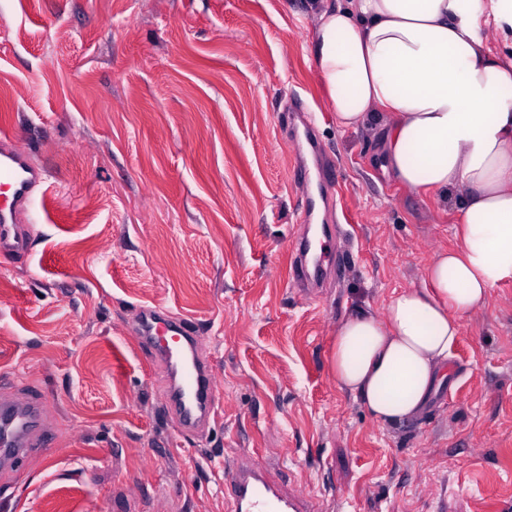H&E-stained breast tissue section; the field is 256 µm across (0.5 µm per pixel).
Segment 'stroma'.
I'll return each mask as SVG.
<instances>
[{
	"label": "stroma",
	"instance_id": "stroma-1",
	"mask_svg": "<svg viewBox=\"0 0 512 512\" xmlns=\"http://www.w3.org/2000/svg\"><path fill=\"white\" fill-rule=\"evenodd\" d=\"M309 0H0V136L48 171L0 255V395L42 400L0 512H228L250 458L324 512H512V281L465 320L452 386L384 426L336 386V329L378 314L457 244L453 212L344 131L307 51ZM319 118L341 175V278L291 282L306 190L281 132ZM191 320L221 415L181 436L132 339L140 307Z\"/></svg>",
	"mask_w": 512,
	"mask_h": 512
}]
</instances>
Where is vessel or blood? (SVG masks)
<instances>
[{"mask_svg":"<svg viewBox=\"0 0 512 512\" xmlns=\"http://www.w3.org/2000/svg\"><path fill=\"white\" fill-rule=\"evenodd\" d=\"M46 170L35 164L29 153L10 138L0 139V253L28 254L29 242L21 216L32 202L35 189L47 179ZM293 178L313 186L303 213L304 223L322 215V238L297 242L291 265V278L297 287H309L326 267L342 270L345 257L328 249L329 241L340 232L333 218L340 175L335 163L315 154L312 163L295 167ZM139 350L149 355L153 367L168 379V397L182 435L197 436L209 430L219 415L214 395L217 378L211 362L204 358L193 331L186 321L174 318L160 307L141 309L135 330ZM42 423L39 401L0 398V468L12 469L29 452L33 433ZM224 493L231 512H317L311 500L288 493L266 478L262 469L240 462L224 466Z\"/></svg>","mask_w":512,"mask_h":512,"instance_id":"b4317fda","label":"vessel or blood"}]
</instances>
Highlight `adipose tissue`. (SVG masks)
Here are the masks:
<instances>
[{
  "mask_svg": "<svg viewBox=\"0 0 512 512\" xmlns=\"http://www.w3.org/2000/svg\"><path fill=\"white\" fill-rule=\"evenodd\" d=\"M312 0L308 51L344 130L383 129L382 171L456 213V249L375 315L337 328V387L377 422L428 410L464 320L512 280V60L481 35L512 22V0Z\"/></svg>",
  "mask_w": 512,
  "mask_h": 512,
  "instance_id": "obj_1",
  "label": "adipose tissue"
}]
</instances>
